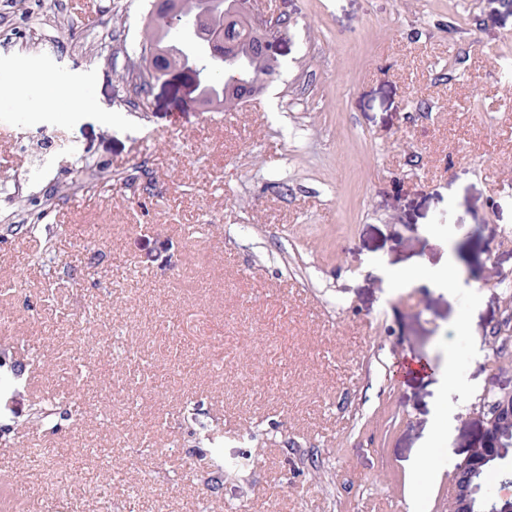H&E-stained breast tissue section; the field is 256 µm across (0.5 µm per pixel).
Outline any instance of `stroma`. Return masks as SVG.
Returning a JSON list of instances; mask_svg holds the SVG:
<instances>
[{
  "label": "stroma",
  "mask_w": 512,
  "mask_h": 512,
  "mask_svg": "<svg viewBox=\"0 0 512 512\" xmlns=\"http://www.w3.org/2000/svg\"><path fill=\"white\" fill-rule=\"evenodd\" d=\"M147 4L0 0V348L25 366L0 426L77 385L87 401L29 437V468L0 436V489L24 512H447L485 394H512V0H257L282 21L279 74L233 112L199 111L180 74L136 96ZM45 80L80 102L47 103ZM88 162L109 178L82 191ZM30 203L40 234H4ZM48 240L57 263L29 264ZM414 258L458 287L369 269ZM215 427L226 459L255 456L240 476L202 459ZM450 424L451 419L448 415L447 404L442 402L441 409L439 410L436 417L435 428L432 437L426 443V446L421 448L419 456L414 464L415 472L422 477L424 483H427L433 477V467L431 462L434 448L440 443H447Z\"/></svg>",
  "instance_id": "35a3bbf8"
}]
</instances>
